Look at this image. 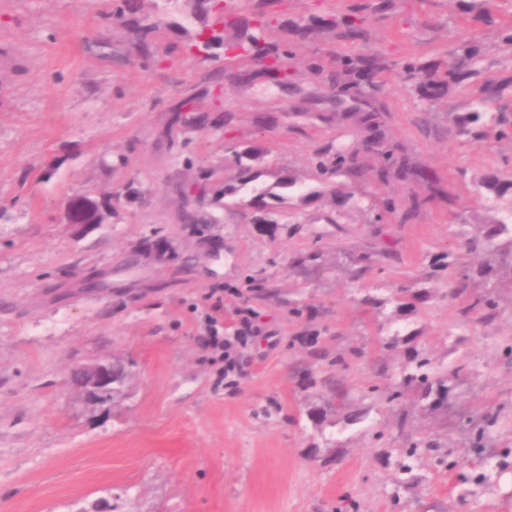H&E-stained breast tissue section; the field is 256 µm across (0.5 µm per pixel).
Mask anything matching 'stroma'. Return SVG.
I'll return each instance as SVG.
<instances>
[{"instance_id":"obj_1","label":"stroma","mask_w":512,"mask_h":512,"mask_svg":"<svg viewBox=\"0 0 512 512\" xmlns=\"http://www.w3.org/2000/svg\"><path fill=\"white\" fill-rule=\"evenodd\" d=\"M110 2L0 0V512H512V278L468 248L498 217L480 182L512 177V142L453 125L479 103L512 113L505 31L480 0H234L225 42L263 15L297 46L276 88L189 50L214 19L196 0H146L150 61ZM347 19L381 57L354 84L337 63L357 45L330 26ZM462 41L477 76L419 96L404 65L445 67ZM186 100L210 126L162 138ZM357 110L382 113L419 175L376 185L378 155L360 154L340 207L312 156L364 138ZM248 146L275 192L262 211L216 197ZM376 192L427 202L379 221ZM82 199L102 223L70 222ZM449 251L497 289L495 317L451 297ZM213 311L221 335L255 330L229 373L200 330ZM422 357L455 378L447 415L390 398ZM115 358L131 378L88 401L72 370Z\"/></svg>"}]
</instances>
